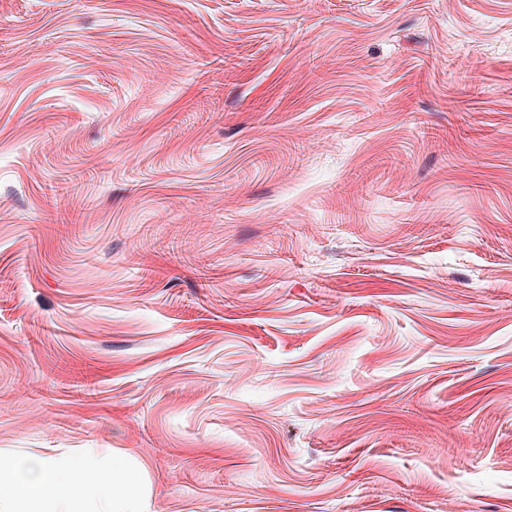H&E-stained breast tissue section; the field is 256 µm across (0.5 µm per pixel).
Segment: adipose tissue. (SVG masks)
I'll use <instances>...</instances> for the list:
<instances>
[{
	"label": "adipose tissue",
	"mask_w": 512,
	"mask_h": 512,
	"mask_svg": "<svg viewBox=\"0 0 512 512\" xmlns=\"http://www.w3.org/2000/svg\"><path fill=\"white\" fill-rule=\"evenodd\" d=\"M0 512H147L144 469L116 461L103 470L90 454L76 461L1 455Z\"/></svg>",
	"instance_id": "obj_1"
}]
</instances>
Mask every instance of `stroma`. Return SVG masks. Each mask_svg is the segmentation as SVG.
<instances>
[{
    "instance_id": "stroma-1",
    "label": "stroma",
    "mask_w": 512,
    "mask_h": 512,
    "mask_svg": "<svg viewBox=\"0 0 512 512\" xmlns=\"http://www.w3.org/2000/svg\"><path fill=\"white\" fill-rule=\"evenodd\" d=\"M18 450L148 512H512V0H0Z\"/></svg>"
}]
</instances>
